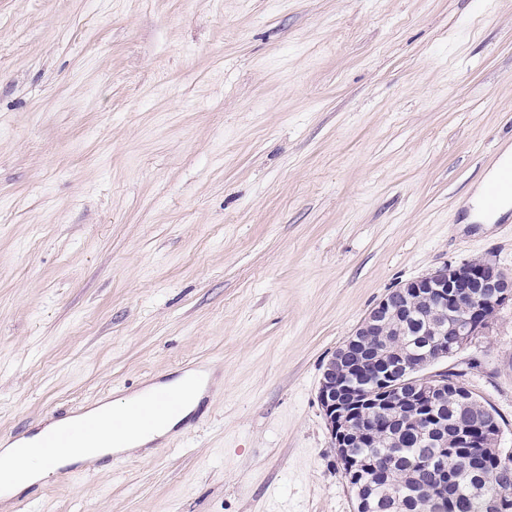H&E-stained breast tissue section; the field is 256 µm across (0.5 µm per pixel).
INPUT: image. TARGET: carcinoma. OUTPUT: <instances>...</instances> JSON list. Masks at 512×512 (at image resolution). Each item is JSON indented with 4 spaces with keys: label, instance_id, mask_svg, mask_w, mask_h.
<instances>
[{
    "label": "carcinoma",
    "instance_id": "1",
    "mask_svg": "<svg viewBox=\"0 0 512 512\" xmlns=\"http://www.w3.org/2000/svg\"><path fill=\"white\" fill-rule=\"evenodd\" d=\"M394 299L412 318L403 326L385 323L380 335L363 337L360 350L382 346L414 362L421 353L416 333L432 312L416 294L396 293ZM457 385L456 375L448 374V404L441 408L448 422L444 447L427 446L416 427L409 426L392 437L376 434L362 440L341 458L345 477L367 484L374 512H436L434 503L442 498L438 477L445 470L461 479L448 485L442 512H483L470 495L468 481L473 477L489 496L503 497L512 512V464L502 463L487 443L488 428L499 424L498 415L473 392L460 395ZM464 430L473 435L467 445L458 442Z\"/></svg>",
    "mask_w": 512,
    "mask_h": 512
}]
</instances>
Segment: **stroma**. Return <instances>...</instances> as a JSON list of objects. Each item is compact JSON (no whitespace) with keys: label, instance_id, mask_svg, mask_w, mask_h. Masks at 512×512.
Here are the masks:
<instances>
[{"label":"stroma","instance_id":"1","mask_svg":"<svg viewBox=\"0 0 512 512\" xmlns=\"http://www.w3.org/2000/svg\"><path fill=\"white\" fill-rule=\"evenodd\" d=\"M505 143L512 0H0V436L212 374L8 512H356L322 369L394 288L512 276L465 221ZM434 368L512 453V303Z\"/></svg>","mask_w":512,"mask_h":512}]
</instances>
